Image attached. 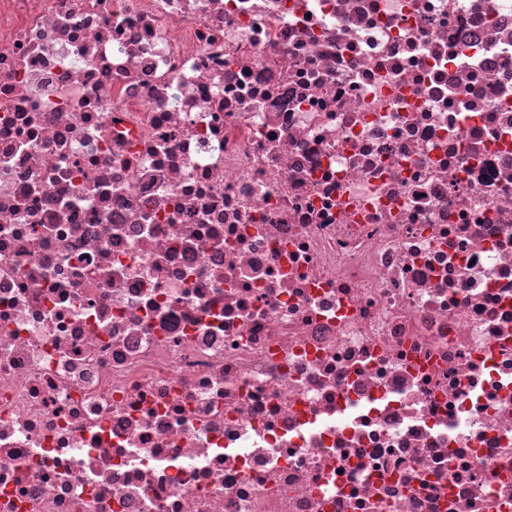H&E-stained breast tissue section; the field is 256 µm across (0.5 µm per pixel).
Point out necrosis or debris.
I'll list each match as a JSON object with an SVG mask.
<instances>
[{
  "label": "necrosis or debris",
  "instance_id": "obj_1",
  "mask_svg": "<svg viewBox=\"0 0 512 512\" xmlns=\"http://www.w3.org/2000/svg\"><path fill=\"white\" fill-rule=\"evenodd\" d=\"M0 512H512V0H0Z\"/></svg>",
  "mask_w": 512,
  "mask_h": 512
}]
</instances>
